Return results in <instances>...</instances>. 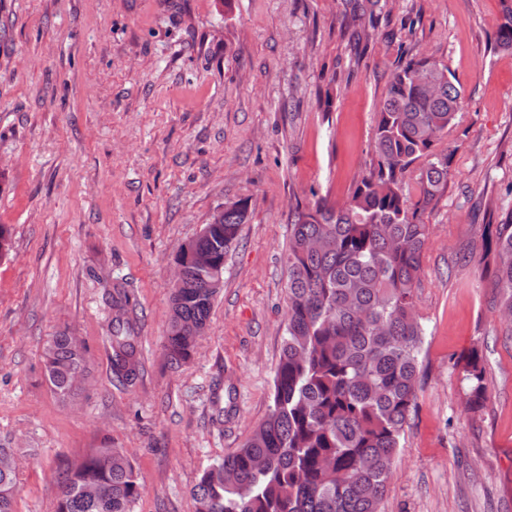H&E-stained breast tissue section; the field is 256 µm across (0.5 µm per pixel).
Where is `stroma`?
<instances>
[{
    "label": "stroma",
    "mask_w": 512,
    "mask_h": 512,
    "mask_svg": "<svg viewBox=\"0 0 512 512\" xmlns=\"http://www.w3.org/2000/svg\"><path fill=\"white\" fill-rule=\"evenodd\" d=\"M502 0H377L355 48L343 0H0V448L17 512H54L59 473L97 449L145 483L134 512H194L202 471L264 420L287 324L282 262L296 207L341 204L371 159L400 64L430 54L462 104L448 185L423 214L417 398L382 512H512V320L485 227L512 211V51ZM248 202L193 357L164 351L179 245ZM140 317L144 372L112 382L103 336L117 287ZM88 351L73 396L41 352ZM479 351L480 410L463 366ZM503 11L495 33V48L512 49V1L502 0ZM70 340L76 344L74 336L65 331H59L47 342L42 354V368L53 390L60 396L71 394L75 385H72V376L77 369H85L86 350L75 348Z\"/></svg>",
    "instance_id": "obj_1"
}]
</instances>
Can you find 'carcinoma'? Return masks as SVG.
Masks as SVG:
<instances>
[{
	"mask_svg": "<svg viewBox=\"0 0 512 512\" xmlns=\"http://www.w3.org/2000/svg\"><path fill=\"white\" fill-rule=\"evenodd\" d=\"M498 49H512V0H502ZM435 80L432 92L416 84ZM461 106L448 68L421 55L395 69L376 112L369 169L340 206L323 200L290 223L286 337L272 405L242 446L203 470L195 512H381L390 468L416 403L424 328L416 288L429 226L422 214L448 184L450 155L439 148ZM420 166L416 197L407 176ZM248 204H224L195 248L219 262L237 244ZM493 288L512 317V212L492 225ZM183 287L172 294L165 351L188 361L219 289L181 250ZM104 342L115 382L132 386L142 363L138 324L126 292L112 299ZM86 350L64 331L47 342L42 368L66 397L85 369ZM467 404L483 406L485 371L473 351L463 367ZM143 481L120 448H100L61 481L55 512H133ZM15 471L0 468V512H16Z\"/></svg>",
	"mask_w": 512,
	"mask_h": 512,
	"instance_id": "carcinoma-1",
	"label": "carcinoma"
}]
</instances>
